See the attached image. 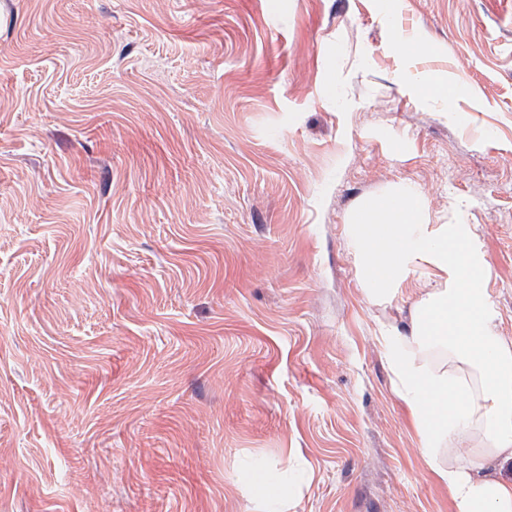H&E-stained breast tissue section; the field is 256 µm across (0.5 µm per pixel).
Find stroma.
Returning <instances> with one entry per match:
<instances>
[{"mask_svg":"<svg viewBox=\"0 0 512 512\" xmlns=\"http://www.w3.org/2000/svg\"><path fill=\"white\" fill-rule=\"evenodd\" d=\"M399 8L0 0V512H455L352 220L466 225L512 339V0Z\"/></svg>","mask_w":512,"mask_h":512,"instance_id":"1","label":"stroma"}]
</instances>
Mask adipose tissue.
I'll return each instance as SVG.
<instances>
[{
	"label": "adipose tissue",
	"mask_w": 512,
	"mask_h": 512,
	"mask_svg": "<svg viewBox=\"0 0 512 512\" xmlns=\"http://www.w3.org/2000/svg\"><path fill=\"white\" fill-rule=\"evenodd\" d=\"M411 194L357 213L353 239L371 294L385 297L427 264L436 279L407 331L384 337L396 394L456 512H512V340L489 311L485 265L460 224L431 227ZM447 464H439L440 448Z\"/></svg>",
	"instance_id": "adipose-tissue-1"
}]
</instances>
